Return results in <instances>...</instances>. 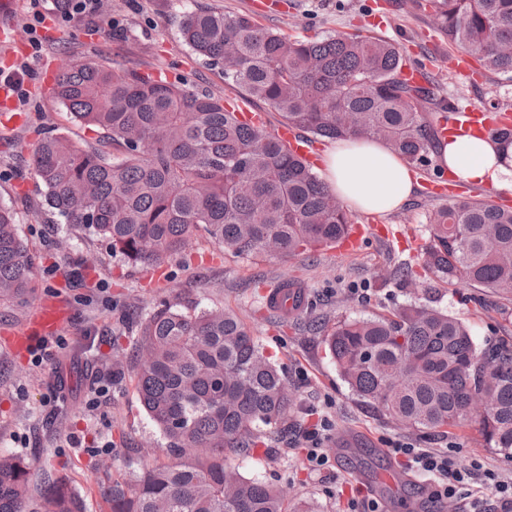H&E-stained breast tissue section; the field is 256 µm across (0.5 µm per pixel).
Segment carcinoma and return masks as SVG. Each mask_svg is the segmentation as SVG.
<instances>
[{"instance_id": "cac0c4a2", "label": "carcinoma", "mask_w": 512, "mask_h": 512, "mask_svg": "<svg viewBox=\"0 0 512 512\" xmlns=\"http://www.w3.org/2000/svg\"><path fill=\"white\" fill-rule=\"evenodd\" d=\"M440 30L512 83V0H427ZM180 37L224 81L300 133L385 142L426 166L438 140L425 113L452 101L400 77L396 44L360 34L291 39L244 14L185 16ZM70 118L99 135L90 148L47 133L30 159L41 208L92 232L135 266L156 267L194 233L240 257H289L329 246L350 217L318 173L265 128L243 126L212 91L177 77L70 59L56 75ZM489 140L512 160V129ZM120 152L115 159L106 148ZM419 253L426 288L468 285L512 300V209L458 197L428 216ZM0 204V299L32 288L33 268ZM315 329L352 394L396 424L434 436L471 421L480 444L512 457V336L478 347L457 318L410 302ZM134 376L169 462L107 478L110 512H283L284 493L247 478L227 454L253 448L294 405L282 371L239 315L162 300L139 321ZM29 467L0 453V512H25ZM34 512H85L49 477Z\"/></svg>"}]
</instances>
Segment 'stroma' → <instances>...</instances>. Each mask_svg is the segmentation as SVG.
I'll return each instance as SVG.
<instances>
[{"label":"stroma","mask_w":512,"mask_h":512,"mask_svg":"<svg viewBox=\"0 0 512 512\" xmlns=\"http://www.w3.org/2000/svg\"><path fill=\"white\" fill-rule=\"evenodd\" d=\"M254 2L113 0L111 17L131 26L127 38L116 39L109 17L65 20L55 0H18L16 34L23 41L37 35L41 50L14 63L27 67L24 85L37 82L41 88L24 103L27 125L15 134H0V201L15 208L17 232L34 267V287L24 296L0 300V452L30 464L32 488H39L45 476H67L86 512H107L104 474L127 476L146 463L166 462L165 441L141 406L132 373H124L97 407L86 405L92 388L110 372L113 356L132 354L137 318L166 298L236 311L295 391L287 422L258 447L230 457L244 476L283 489L287 512H350L355 487L377 499L381 512H467L470 487L460 489L456 502L431 501L424 477L388 453L390 442L407 438L420 448L448 446L460 464H479L503 479H512V459L481 447L475 428L425 438L360 403L339 377L323 336L310 328L315 321L331 324L346 316L386 314L416 298L461 320L478 345L512 336V315L480 305L484 289L457 286L412 294L393 278L394 267L416 263L428 236L426 216L441 207V200L415 193L404 207L379 218L400 230L401 238L370 237L352 255L331 246L284 259L243 258L199 231L185 251L158 270L126 263L89 232L50 223L41 208L43 188L29 166L41 131L50 129L87 145L97 140L95 132L70 122L52 83L42 80L62 56L99 57L116 66L181 76L222 97H237V89L182 42L180 25L192 11L247 14L285 36L310 41L330 33L384 38L425 66L455 105L486 109L498 101L512 113V85L500 84L482 69L473 84L454 75L450 63L459 48L449 44L415 0H270L264 12L255 10ZM374 11L382 13L383 27L367 25ZM285 278L297 279L308 298L300 313L288 317L267 310L263 298L265 288ZM54 294L65 296L72 310L61 334L64 349L54 361L42 363L31 354H14L9 334L21 328L41 296ZM323 415L333 422L326 444L331 462L313 471L303 433ZM74 435L81 441L76 448L70 444ZM386 471L398 476V486L379 482Z\"/></svg>","instance_id":"1"}]
</instances>
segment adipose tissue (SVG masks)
<instances>
[{
  "instance_id": "obj_1",
  "label": "adipose tissue",
  "mask_w": 512,
  "mask_h": 512,
  "mask_svg": "<svg viewBox=\"0 0 512 512\" xmlns=\"http://www.w3.org/2000/svg\"><path fill=\"white\" fill-rule=\"evenodd\" d=\"M440 170L460 182L512 191V165L495 143L481 135L446 140L437 157ZM323 177L350 211L382 215L401 208L416 192L410 166L383 141L352 137L325 152Z\"/></svg>"
}]
</instances>
